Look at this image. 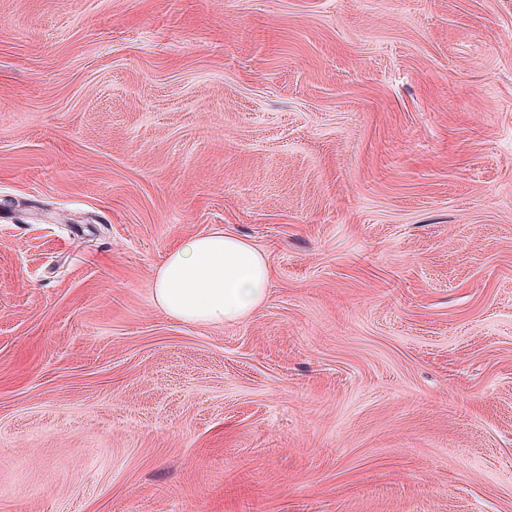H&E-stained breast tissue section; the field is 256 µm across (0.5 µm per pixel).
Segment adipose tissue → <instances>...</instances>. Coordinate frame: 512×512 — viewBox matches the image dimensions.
<instances>
[{
    "label": "adipose tissue",
    "instance_id": "adipose-tissue-1",
    "mask_svg": "<svg viewBox=\"0 0 512 512\" xmlns=\"http://www.w3.org/2000/svg\"><path fill=\"white\" fill-rule=\"evenodd\" d=\"M271 267L245 241L216 230L172 247L152 283L165 313L188 324L221 325L244 319L266 297Z\"/></svg>",
    "mask_w": 512,
    "mask_h": 512
}]
</instances>
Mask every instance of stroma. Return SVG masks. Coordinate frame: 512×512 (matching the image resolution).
<instances>
[{
  "mask_svg": "<svg viewBox=\"0 0 512 512\" xmlns=\"http://www.w3.org/2000/svg\"><path fill=\"white\" fill-rule=\"evenodd\" d=\"M0 512H512V0H0ZM271 275L262 252L215 230L172 247L156 272L152 292L176 320L224 325L244 319L265 299Z\"/></svg>",
  "mask_w": 512,
  "mask_h": 512,
  "instance_id": "obj_1",
  "label": "stroma"
}]
</instances>
